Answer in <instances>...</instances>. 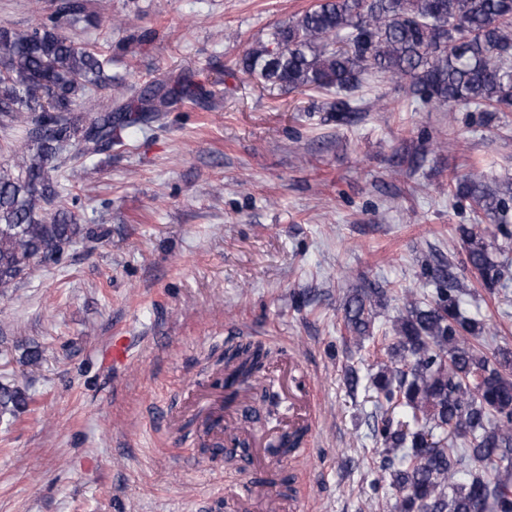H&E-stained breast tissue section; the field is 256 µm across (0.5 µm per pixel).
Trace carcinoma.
<instances>
[{
  "label": "carcinoma",
  "mask_w": 512,
  "mask_h": 512,
  "mask_svg": "<svg viewBox=\"0 0 512 512\" xmlns=\"http://www.w3.org/2000/svg\"><path fill=\"white\" fill-rule=\"evenodd\" d=\"M66 0L26 30L0 28V118L21 128L14 161L0 168V290L38 259L89 238L61 203L57 172L66 159L86 162L122 142L128 130L161 119L185 94L156 86L105 110L95 96L112 88L110 60L66 29L84 20ZM236 67L262 83L297 91L335 90L328 109L356 111L352 94L371 70L409 82L413 94L453 111L512 112V0H318L249 48ZM448 196L469 198L494 222L507 199L472 170L448 180ZM469 264L495 287L499 265L484 241L460 228ZM434 288L405 292L406 314L383 334L387 361L372 388L378 414L372 433L383 447L380 469L396 492V512H512V350L478 342L491 333L461 310L460 281L441 264ZM384 288H360L344 304L356 344L373 335L372 308ZM272 351L251 343L224 350V403L240 379L266 369ZM28 406L27 393L0 384V416ZM400 449L406 450L397 456Z\"/></svg>",
  "instance_id": "1"
}]
</instances>
